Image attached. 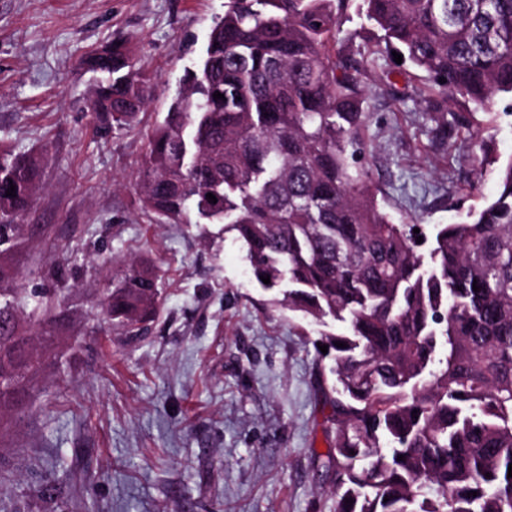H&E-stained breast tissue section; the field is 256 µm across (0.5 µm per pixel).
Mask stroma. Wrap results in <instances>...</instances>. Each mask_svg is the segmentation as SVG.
<instances>
[{"instance_id":"stroma-1","label":"stroma","mask_w":512,"mask_h":512,"mask_svg":"<svg viewBox=\"0 0 512 512\" xmlns=\"http://www.w3.org/2000/svg\"><path fill=\"white\" fill-rule=\"evenodd\" d=\"M363 11L349 0L354 54L376 41ZM223 13L224 0H0V148L47 155L21 285L65 290L68 338L59 374L40 379L0 438V512H333L317 326L267 306L223 225L153 224L135 202L146 136ZM118 38L159 80L136 126L105 134L86 109L97 76L81 61ZM385 67L397 96L369 93L362 162L394 221L428 234L494 194L512 114L457 100L466 125L440 143L420 98L426 74ZM130 257L158 269L163 291L134 342L102 323L90 292Z\"/></svg>"}]
</instances>
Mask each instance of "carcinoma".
<instances>
[{"label": "carcinoma", "mask_w": 512, "mask_h": 512, "mask_svg": "<svg viewBox=\"0 0 512 512\" xmlns=\"http://www.w3.org/2000/svg\"><path fill=\"white\" fill-rule=\"evenodd\" d=\"M348 2L224 0L198 64L147 136L138 205L152 224L224 225L267 305L346 324L318 339L333 376L334 512H512V160L483 208L434 225L422 251L360 163L367 56L338 48ZM364 2L383 32L368 56L394 50L426 73L422 100L441 140L463 126L448 104L485 108L512 95V0ZM83 65L100 75L87 111L115 131L131 127L156 76L123 43ZM45 162L0 150V410L22 408L59 357L55 306L27 312L39 293L18 287L11 256ZM93 293L131 338L162 301L157 274L133 259Z\"/></svg>", "instance_id": "cac0c4a2"}]
</instances>
